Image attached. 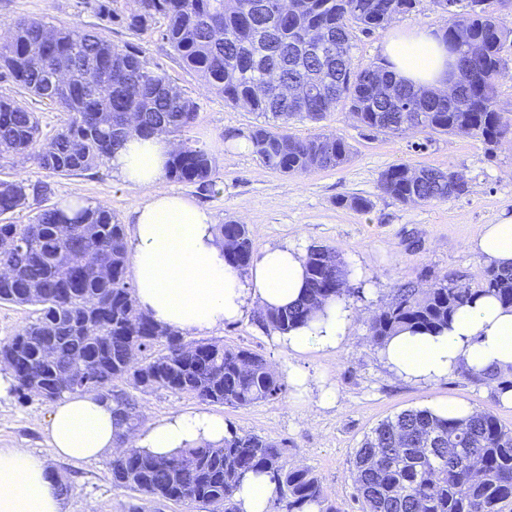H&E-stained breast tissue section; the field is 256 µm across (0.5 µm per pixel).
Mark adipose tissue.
Here are the masks:
<instances>
[{
	"instance_id": "ef3b65f1",
	"label": "adipose tissue",
	"mask_w": 512,
	"mask_h": 512,
	"mask_svg": "<svg viewBox=\"0 0 512 512\" xmlns=\"http://www.w3.org/2000/svg\"><path fill=\"white\" fill-rule=\"evenodd\" d=\"M385 54L402 78L418 86L447 88L454 57L430 33L388 42ZM175 149V141L164 134L147 140L132 137L110 160L116 177L150 190L132 210L130 262L139 306L163 328L204 335L251 308L298 304L306 292L304 252L294 245L269 246L247 271L235 268L212 213L163 187ZM470 248L485 264L511 268L512 216L484 225ZM354 316L346 301L331 299L276 339L298 356L333 350L346 341ZM380 355L392 373L410 381L459 370L475 379L512 372V306L491 296L477 297L454 314L447 328L399 332L381 347ZM45 433L58 456L77 461L113 452L125 434L112 402L92 393L55 402ZM227 434L223 416L179 409L125 435L133 447L167 456L182 448L221 445ZM272 495L268 475L249 473L235 499L240 512H270ZM64 502L62 488L41 457L27 448H0V512H65Z\"/></svg>"
}]
</instances>
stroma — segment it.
Here are the masks:
<instances>
[{"label":"stroma","instance_id":"1","mask_svg":"<svg viewBox=\"0 0 512 512\" xmlns=\"http://www.w3.org/2000/svg\"><path fill=\"white\" fill-rule=\"evenodd\" d=\"M95 0H0V16L42 17L57 25L78 24L105 29L113 44L141 50L170 80L199 104L188 136L216 161V184L205 190L187 182L166 180L167 189L191 198L211 211L217 223L236 220L247 225L255 250L293 244L302 248L323 245L338 251L348 268L361 271L357 296L350 304L355 318L346 342L337 349L313 351L298 360L313 377L336 390V403L322 408L315 397L288 390L278 402H257L243 408L213 404L230 428L280 444L289 466L310 469L321 481L338 512H360L354 486L356 448L383 420L403 410L427 408L437 400H457L473 409L488 410L512 429V407L503 406L494 383H480L462 372L429 381L398 378L383 365L378 347L369 337L373 316L391 304L398 288L410 284L426 288L439 279L460 278L478 283L485 267L469 248L483 225L497 223L512 212V135L495 151H487L476 135H371L342 108L318 122L292 119L282 123L225 104L223 97L205 93L196 74L186 68L160 36V24L134 32L109 21L94 7ZM439 31L438 15L430 0L398 16L385 29L358 35L352 62L362 65L384 57L386 44L414 30ZM275 133L305 137L333 133L351 146L350 159L340 167L284 175L264 167L252 151L241 149L239 138L258 125ZM432 167L462 173L469 191L460 197L421 205H404L378 188L380 174L390 166ZM23 172L29 184L47 186L13 216L26 223L38 207L67 202L105 203L122 224H129L132 208L147 191L122 182L110 164L71 176H58L28 164L0 163V178ZM351 195L368 197L371 208L354 211L344 205ZM248 310L236 322L207 334L206 339L261 354L271 365L288 363L287 348L276 344L271 332ZM144 417L162 418L177 409L196 410L200 401L168 390L137 392ZM51 407L38 399L0 400V448L26 447L42 457L49 470L68 483L65 512H85L95 502L97 512H127L132 493L113 487L109 456L94 462L59 457L46 442L44 426Z\"/></svg>","mask_w":512,"mask_h":512}]
</instances>
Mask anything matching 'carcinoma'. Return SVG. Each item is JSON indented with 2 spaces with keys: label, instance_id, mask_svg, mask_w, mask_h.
Listing matches in <instances>:
<instances>
[{
  "label": "carcinoma",
  "instance_id": "carcinoma-1",
  "mask_svg": "<svg viewBox=\"0 0 512 512\" xmlns=\"http://www.w3.org/2000/svg\"><path fill=\"white\" fill-rule=\"evenodd\" d=\"M127 18L138 32L164 20L161 37L195 72L202 88L224 102L288 121H320L342 106L362 130L407 135L471 132L492 151L512 133L497 104L505 77L502 52L512 43L504 0H469L468 10L439 9L444 40L458 59L451 93L415 88L385 65L352 63L355 31L372 34L415 8L418 0H135ZM316 80L322 91L290 96L285 89ZM0 82L66 113L43 135L40 113L26 101L0 98V161L22 158L54 175L102 164L132 136L164 133L177 140L167 177L215 186L216 162L186 137L198 103L171 83L144 52L122 49L101 28L56 26L43 18L0 16ZM262 164L287 174L346 163L350 146L333 133L300 138L258 125L247 135ZM379 188L403 204L428 203L468 192L458 172L398 164ZM29 184L0 181V302L34 307L35 317L4 342L0 361L21 400L53 403L64 394L95 393L114 403L127 430L141 424L140 406L114 382L143 392L167 389L206 403L247 407L285 397L287 385L260 354L195 341L157 325L137 305L128 280L125 225L112 210L83 205L71 215L56 205L25 224L9 216L25 208ZM233 265L246 271L255 257L246 225H218ZM307 293L287 309L262 310L267 331L305 322L332 298L355 295L339 253L312 246L306 254ZM481 295L512 306V271L485 267L477 285L443 278L433 287L397 290L369 326L382 347L398 329L437 332ZM163 352L154 353V348ZM112 485L147 503L185 504L196 512H238L234 492L247 472L271 476L286 512H336L320 480L287 466L281 446L255 434L229 432L218 447L185 448L163 458L139 448L112 452ZM354 485L362 512H505L512 505V429L489 411L465 419L406 409L380 423L354 453Z\"/></svg>",
  "mask_w": 512,
  "mask_h": 512
}]
</instances>
